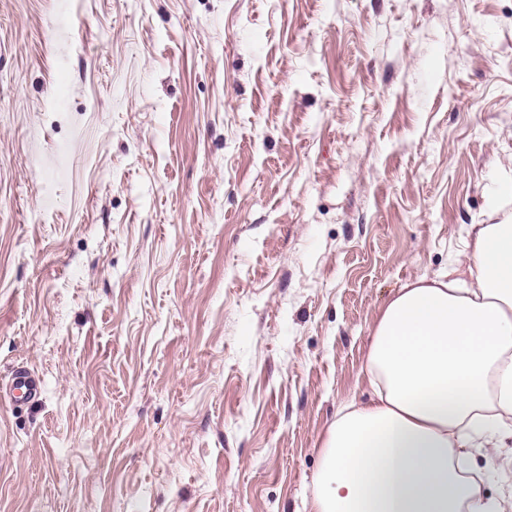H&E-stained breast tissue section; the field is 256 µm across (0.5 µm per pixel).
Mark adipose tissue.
Listing matches in <instances>:
<instances>
[{
  "label": "adipose tissue",
  "mask_w": 512,
  "mask_h": 512,
  "mask_svg": "<svg viewBox=\"0 0 512 512\" xmlns=\"http://www.w3.org/2000/svg\"><path fill=\"white\" fill-rule=\"evenodd\" d=\"M465 255L382 310L371 396L328 428L313 512H505L472 473L474 450L512 439V224L470 225Z\"/></svg>",
  "instance_id": "ef3b65f1"
}]
</instances>
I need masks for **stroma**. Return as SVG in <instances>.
Masks as SVG:
<instances>
[{"label":"stroma","mask_w":512,"mask_h":512,"mask_svg":"<svg viewBox=\"0 0 512 512\" xmlns=\"http://www.w3.org/2000/svg\"><path fill=\"white\" fill-rule=\"evenodd\" d=\"M511 182L512 0H0V512H312ZM3 389L13 398L30 399L40 394L37 380L25 369L15 370Z\"/></svg>","instance_id":"1"}]
</instances>
